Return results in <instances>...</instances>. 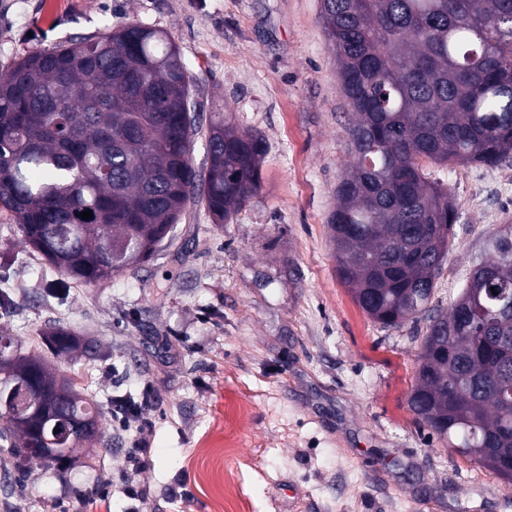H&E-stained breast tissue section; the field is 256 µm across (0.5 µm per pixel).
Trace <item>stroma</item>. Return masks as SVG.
I'll return each instance as SVG.
<instances>
[{
  "label": "stroma",
  "instance_id": "1",
  "mask_svg": "<svg viewBox=\"0 0 512 512\" xmlns=\"http://www.w3.org/2000/svg\"><path fill=\"white\" fill-rule=\"evenodd\" d=\"M135 23L167 32L194 77L193 165L206 166L212 112L260 136L257 193L230 221L187 204L151 261L93 284L60 277L0 208V333L84 389L103 413L101 450L50 467L0 446V512H211L221 479L204 444L225 434L249 467V512H512V484L443 447L407 407L424 323L369 319L336 273L328 227L352 160V116L320 19V0H0V72L69 38ZM457 206L433 304L458 298L486 239L512 225V159L433 167ZM87 351L64 362L44 335ZM148 397L139 465L109 401ZM186 482L189 499L171 491Z\"/></svg>",
  "mask_w": 512,
  "mask_h": 512
}]
</instances>
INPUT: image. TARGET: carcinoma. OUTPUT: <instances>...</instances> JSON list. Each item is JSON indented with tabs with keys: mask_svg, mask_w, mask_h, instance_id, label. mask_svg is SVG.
I'll return each instance as SVG.
<instances>
[{
	"mask_svg": "<svg viewBox=\"0 0 512 512\" xmlns=\"http://www.w3.org/2000/svg\"><path fill=\"white\" fill-rule=\"evenodd\" d=\"M325 35L354 115L348 172L329 219L336 271L384 326L425 320L408 407L447 447L512 483V238L491 235L460 296L433 306L453 245L455 207L427 166L495 167L512 154V0H321ZM189 73L169 35L129 24L29 53L0 72V207L62 275L94 283L148 261L194 197L222 224L256 192L262 143L219 112L207 168L192 164ZM64 97L63 112L46 96ZM138 127L123 139L125 126ZM92 211L84 220L80 213ZM58 356L78 340L49 334ZM0 351V390L31 383L33 402L99 425L68 379ZM0 439L30 462L54 421L0 410ZM86 443L39 458L70 459Z\"/></svg>",
	"mask_w": 512,
	"mask_h": 512,
	"instance_id": "carcinoma-1",
	"label": "carcinoma"
}]
</instances>
